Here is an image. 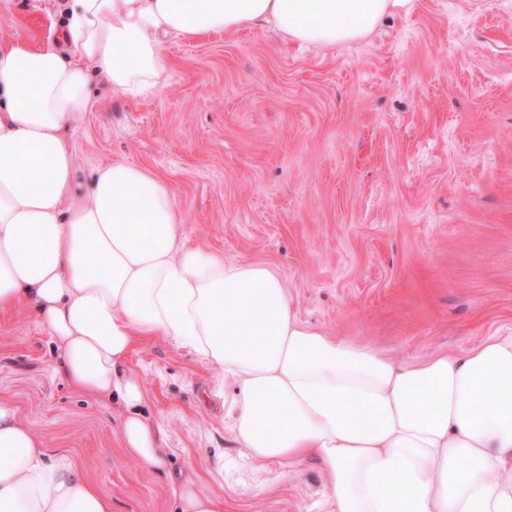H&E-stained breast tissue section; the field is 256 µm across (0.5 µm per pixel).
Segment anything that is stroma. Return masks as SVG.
<instances>
[{"label":"stroma","instance_id":"obj_1","mask_svg":"<svg viewBox=\"0 0 512 512\" xmlns=\"http://www.w3.org/2000/svg\"><path fill=\"white\" fill-rule=\"evenodd\" d=\"M63 0H0V43H51ZM165 85L104 83L67 132L75 175L112 161L167 177L189 242L276 269L299 317L406 361L512 336V0H413L336 49L252 27L164 40ZM32 313L0 312V402L85 464L112 512H175L192 470L224 512H325L315 462L245 460L224 423L230 379L165 339L129 369L168 468L128 455L118 402L51 372Z\"/></svg>","mask_w":512,"mask_h":512}]
</instances>
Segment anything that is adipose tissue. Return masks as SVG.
I'll use <instances>...</instances> for the list:
<instances>
[{
    "instance_id": "adipose-tissue-1",
    "label": "adipose tissue",
    "mask_w": 512,
    "mask_h": 512,
    "mask_svg": "<svg viewBox=\"0 0 512 512\" xmlns=\"http://www.w3.org/2000/svg\"><path fill=\"white\" fill-rule=\"evenodd\" d=\"M411 0H68V50L0 45V311H31L76 390L119 400L126 450L165 464L126 361L165 338L232 380L224 419L253 459L315 460L329 512H512V336L404 362L315 329L269 266L190 244L169 181L117 161L74 175L69 127L93 76L129 97L159 90L163 41L264 25L301 47L370 36ZM179 512H224L192 474ZM0 512H112L65 454L0 403Z\"/></svg>"
}]
</instances>
